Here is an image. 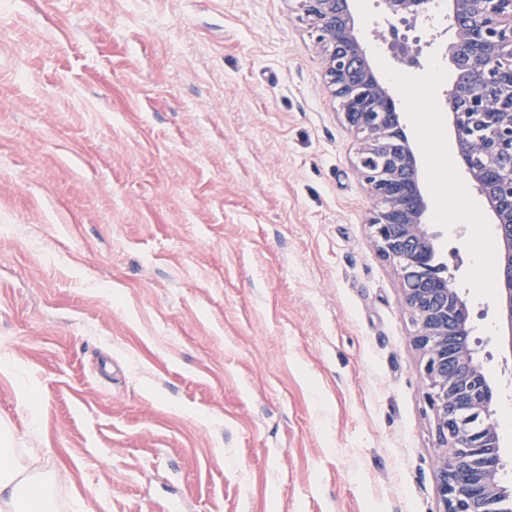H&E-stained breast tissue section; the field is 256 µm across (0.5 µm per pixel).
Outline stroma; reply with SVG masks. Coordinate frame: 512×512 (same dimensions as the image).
I'll list each match as a JSON object with an SVG mask.
<instances>
[{
    "label": "stroma",
    "instance_id": "35a3bbf8",
    "mask_svg": "<svg viewBox=\"0 0 512 512\" xmlns=\"http://www.w3.org/2000/svg\"><path fill=\"white\" fill-rule=\"evenodd\" d=\"M425 220L473 311L512 489V350L477 251L443 40L398 63ZM289 0H13L0 13V448L58 512H442L398 276ZM456 212L438 221L440 200Z\"/></svg>",
    "mask_w": 512,
    "mask_h": 512
}]
</instances>
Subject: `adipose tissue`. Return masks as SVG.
Masks as SVG:
<instances>
[{
	"mask_svg": "<svg viewBox=\"0 0 512 512\" xmlns=\"http://www.w3.org/2000/svg\"><path fill=\"white\" fill-rule=\"evenodd\" d=\"M9 457V450L0 448V512H56L46 471L34 465L30 478H22Z\"/></svg>",
	"mask_w": 512,
	"mask_h": 512,
	"instance_id": "adipose-tissue-1",
	"label": "adipose tissue"
}]
</instances>
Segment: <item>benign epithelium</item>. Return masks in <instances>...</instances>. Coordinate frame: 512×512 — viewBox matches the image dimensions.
Listing matches in <instances>:
<instances>
[{
	"instance_id": "1",
	"label": "benign epithelium",
	"mask_w": 512,
	"mask_h": 512,
	"mask_svg": "<svg viewBox=\"0 0 512 512\" xmlns=\"http://www.w3.org/2000/svg\"><path fill=\"white\" fill-rule=\"evenodd\" d=\"M295 19L312 31L327 88L358 147L354 168L373 200L367 226L375 249L401 281V306L413 326L425 399L434 417L438 496L443 512H496L502 451L490 405L493 388L470 345L473 314L435 272L434 235L402 113L355 33L350 0H295ZM446 91L458 154L497 224L498 303L512 345V0H451ZM395 15L416 17L429 0H386ZM389 34L398 56L417 65L420 49Z\"/></svg>"
}]
</instances>
